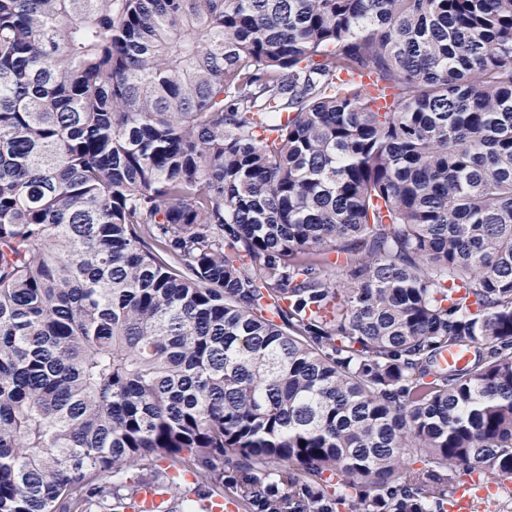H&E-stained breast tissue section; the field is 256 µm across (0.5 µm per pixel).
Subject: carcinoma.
Here are the masks:
<instances>
[{
  "label": "carcinoma",
  "instance_id": "1",
  "mask_svg": "<svg viewBox=\"0 0 512 512\" xmlns=\"http://www.w3.org/2000/svg\"><path fill=\"white\" fill-rule=\"evenodd\" d=\"M159 462L512 479V0H0V512Z\"/></svg>",
  "mask_w": 512,
  "mask_h": 512
}]
</instances>
